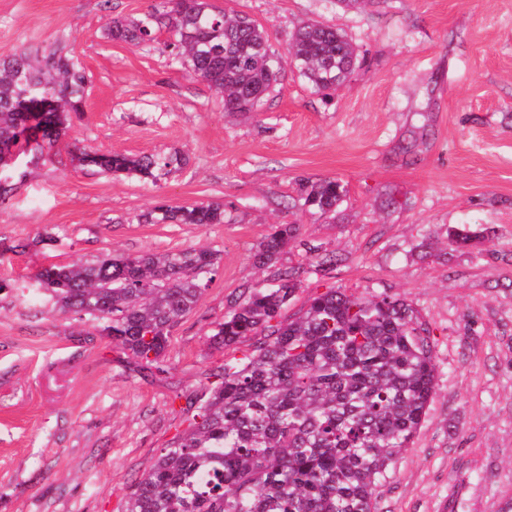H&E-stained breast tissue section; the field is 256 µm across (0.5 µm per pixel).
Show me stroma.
Masks as SVG:
<instances>
[{"mask_svg": "<svg viewBox=\"0 0 512 512\" xmlns=\"http://www.w3.org/2000/svg\"><path fill=\"white\" fill-rule=\"evenodd\" d=\"M249 14L285 53L302 23L343 30L362 58L329 96L287 68L263 112H226L162 44L104 36L151 0H0V54L69 45L86 105L34 175L0 203V512H123L130 486L186 428L190 400L254 337L210 342L231 297L270 284L254 254L274 229L314 295H400L431 329L436 384L379 512H505L512 503V0H212ZM183 151L158 182L79 165V148ZM346 189L335 218L297 206L302 183ZM217 201L220 224H142L158 202ZM460 231L469 240L448 242ZM209 247L213 282L160 370L125 371L101 321L63 314L35 275L51 265ZM337 256L319 271V253Z\"/></svg>", "mask_w": 512, "mask_h": 512, "instance_id": "obj_1", "label": "stroma"}]
</instances>
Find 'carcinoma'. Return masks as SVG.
I'll use <instances>...</instances> for the list:
<instances>
[{
    "label": "carcinoma",
    "mask_w": 512,
    "mask_h": 512,
    "mask_svg": "<svg viewBox=\"0 0 512 512\" xmlns=\"http://www.w3.org/2000/svg\"><path fill=\"white\" fill-rule=\"evenodd\" d=\"M166 33L172 59L206 82L224 111H261L293 65L317 91L343 84L355 46L340 29L299 26L277 60L263 28L246 13L211 0H152L136 17H109L105 36L150 48ZM87 78L60 47L0 55V170L21 156L40 159L85 111ZM82 165L153 182L185 166L178 151L141 156L83 149ZM27 171L0 177V203ZM345 194L324 179L300 188L303 205L336 215ZM145 224H222L224 204L160 202ZM282 224L255 262L272 267L295 237ZM210 248L116 255L44 268L36 275L65 314L110 328L120 363L143 373L160 362L173 330L214 280ZM297 271L274 268L272 285L234 303L210 336L217 349L260 336L248 356L224 363L219 382L195 405L188 427L129 488L124 512H377V489L395 456L412 445L434 394L431 331L400 296L357 297L330 289L294 319L283 311Z\"/></svg>",
    "instance_id": "1"
}]
</instances>
